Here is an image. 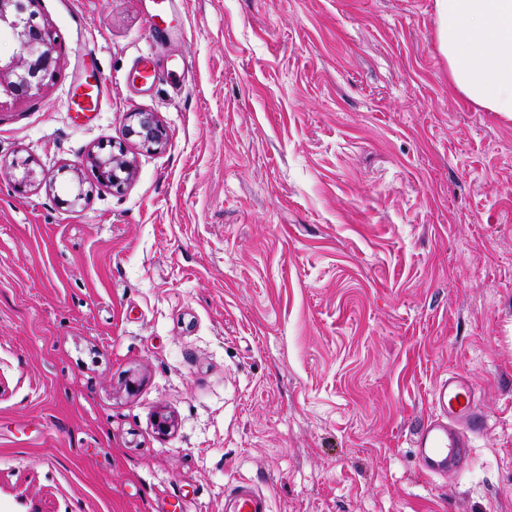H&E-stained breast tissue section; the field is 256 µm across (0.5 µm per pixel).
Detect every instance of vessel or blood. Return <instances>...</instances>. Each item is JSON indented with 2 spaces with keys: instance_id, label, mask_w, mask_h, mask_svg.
<instances>
[{
  "instance_id": "vessel-or-blood-1",
  "label": "vessel or blood",
  "mask_w": 512,
  "mask_h": 512,
  "mask_svg": "<svg viewBox=\"0 0 512 512\" xmlns=\"http://www.w3.org/2000/svg\"><path fill=\"white\" fill-rule=\"evenodd\" d=\"M105 86V78H98L75 100V107L97 111ZM431 403L433 413L414 432L412 446L424 473L445 477L466 467L472 440L484 432L487 418L462 373L439 378L431 390ZM224 512H271L270 498L253 481L242 479L225 490Z\"/></svg>"
}]
</instances>
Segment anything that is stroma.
Returning a JSON list of instances; mask_svg holds the SVG:
<instances>
[{"instance_id": "stroma-1", "label": "stroma", "mask_w": 512, "mask_h": 512, "mask_svg": "<svg viewBox=\"0 0 512 512\" xmlns=\"http://www.w3.org/2000/svg\"><path fill=\"white\" fill-rule=\"evenodd\" d=\"M149 9L36 0L60 65L0 107V512H224L242 478L272 512H512V117L451 82L435 0H185L159 46ZM452 372L488 427L430 478ZM106 81L105 77L99 76L97 81L89 84L78 99L73 101L75 108L82 111L96 112L103 97ZM127 136L136 137L148 149L160 146L165 140V131L152 112H131ZM91 164L100 175L101 181L120 190L132 173V165L125 158L124 150L119 147L118 153L114 150L105 155H92Z\"/></svg>"}]
</instances>
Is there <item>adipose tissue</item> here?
I'll return each mask as SVG.
<instances>
[{
    "instance_id": "obj_1",
    "label": "adipose tissue",
    "mask_w": 512,
    "mask_h": 512,
    "mask_svg": "<svg viewBox=\"0 0 512 512\" xmlns=\"http://www.w3.org/2000/svg\"><path fill=\"white\" fill-rule=\"evenodd\" d=\"M437 38L455 87L512 115V0H436Z\"/></svg>"
}]
</instances>
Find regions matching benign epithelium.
I'll return each mask as SVG.
<instances>
[{"label": "benign epithelium", "instance_id": "7a95c632", "mask_svg": "<svg viewBox=\"0 0 512 512\" xmlns=\"http://www.w3.org/2000/svg\"><path fill=\"white\" fill-rule=\"evenodd\" d=\"M34 4L35 0H0V31L13 34L20 46L19 56L0 58V75L11 76L5 92L15 99L28 97L41 89L46 76L59 66L53 34L38 20ZM127 136L137 138L142 146L151 149L164 143L165 131L154 113L132 112ZM91 164L102 182L117 190L132 173V165L121 148L91 156Z\"/></svg>", "mask_w": 512, "mask_h": 512}]
</instances>
